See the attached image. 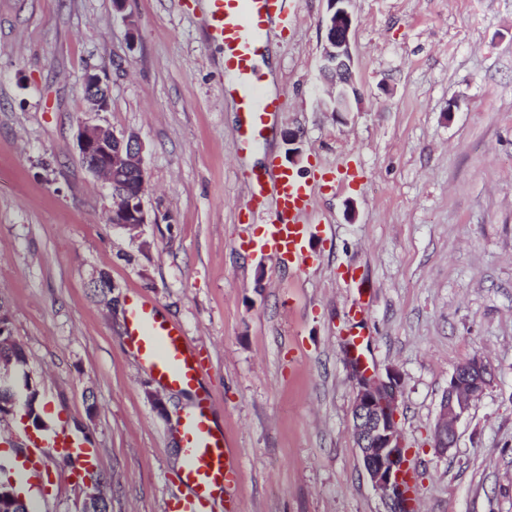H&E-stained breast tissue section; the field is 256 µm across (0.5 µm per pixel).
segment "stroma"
Wrapping results in <instances>:
<instances>
[{
	"label": "stroma",
	"instance_id": "35a3bbf8",
	"mask_svg": "<svg viewBox=\"0 0 512 512\" xmlns=\"http://www.w3.org/2000/svg\"><path fill=\"white\" fill-rule=\"evenodd\" d=\"M296 2L266 54L274 133L240 155L202 0H0V310L27 358L16 382L37 383L49 428L98 449L109 512H165L183 491L185 404L127 341L126 306L148 297L206 359L212 418L241 464L236 512H390L351 428L359 307L363 367L401 375L417 512H512V0H351L348 114L318 91L326 0ZM90 70L107 111L82 96ZM83 122L143 145L141 240L106 220L109 191L76 150ZM270 160L363 176L319 194V262L302 274L250 246L247 179ZM476 356L493 380L437 454L448 381ZM50 468L30 512H81V484Z\"/></svg>",
	"mask_w": 512,
	"mask_h": 512
}]
</instances>
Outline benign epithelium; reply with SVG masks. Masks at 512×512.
Returning a JSON list of instances; mask_svg holds the SVG:
<instances>
[{
    "instance_id": "obj_1",
    "label": "benign epithelium",
    "mask_w": 512,
    "mask_h": 512,
    "mask_svg": "<svg viewBox=\"0 0 512 512\" xmlns=\"http://www.w3.org/2000/svg\"><path fill=\"white\" fill-rule=\"evenodd\" d=\"M349 2L327 0V14L323 19L326 30L321 66L326 78L323 94L327 107L336 113L351 111V98L357 95L350 46L354 21ZM83 94L94 111L108 108V89L99 74H86ZM76 144L88 171L102 177L116 194L109 209V223L127 230L134 239L141 238L148 219L143 195L138 192V182L145 178L139 139L134 135L120 138L108 125L86 122L78 127ZM353 372L357 391L352 420L363 466L373 487L382 492L395 510L402 491L400 469L403 468L399 463L403 445L397 420L399 377L395 373L387 374L385 380L373 377L357 364ZM491 381V369L481 357L472 358L452 374L435 430L434 448L438 452L444 454L454 445L456 422ZM83 489L85 502L98 500L103 494L101 477L95 473L89 475ZM25 503L27 499L14 478L5 483L0 481V512Z\"/></svg>"
}]
</instances>
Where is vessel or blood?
Listing matches in <instances>:
<instances>
[{
  "label": "vessel or blood",
  "instance_id": "vessel-or-blood-1",
  "mask_svg": "<svg viewBox=\"0 0 512 512\" xmlns=\"http://www.w3.org/2000/svg\"><path fill=\"white\" fill-rule=\"evenodd\" d=\"M287 0H204L203 22L208 39L224 48V71L229 79L224 94L238 110L236 149L244 152L274 128L280 101L268 90V77L257 65L267 50L273 27H289L294 14ZM317 186L288 170L268 164L253 173L247 207L263 214L257 246L281 266L295 271L313 267L307 251ZM127 336L138 357L147 363L163 387L192 394L193 408L181 420L183 466L180 482L185 496L168 501L166 512H211L217 499H232L241 483V468L223 432L212 422L213 398L201 387L206 368L202 355L191 349L182 329L158 314L148 300L133 305ZM52 448L59 463L74 472L98 465V450L58 429L27 438L24 476L44 477L42 449Z\"/></svg>",
  "mask_w": 512,
  "mask_h": 512
}]
</instances>
